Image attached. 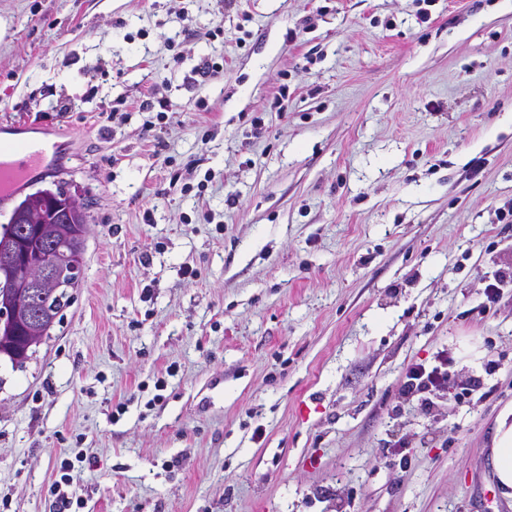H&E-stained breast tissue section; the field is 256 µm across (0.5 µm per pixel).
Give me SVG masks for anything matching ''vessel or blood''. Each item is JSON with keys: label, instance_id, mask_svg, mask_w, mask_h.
I'll use <instances>...</instances> for the list:
<instances>
[{"label": "vessel or blood", "instance_id": "b4317fda", "mask_svg": "<svg viewBox=\"0 0 512 512\" xmlns=\"http://www.w3.org/2000/svg\"><path fill=\"white\" fill-rule=\"evenodd\" d=\"M45 154L44 144L39 140L0 142V206L8 203L15 192L40 170Z\"/></svg>", "mask_w": 512, "mask_h": 512}]
</instances>
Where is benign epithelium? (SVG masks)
<instances>
[{
    "instance_id": "7a95c632",
    "label": "benign epithelium",
    "mask_w": 512,
    "mask_h": 512,
    "mask_svg": "<svg viewBox=\"0 0 512 512\" xmlns=\"http://www.w3.org/2000/svg\"><path fill=\"white\" fill-rule=\"evenodd\" d=\"M68 212L81 208L72 195L61 197L39 194L22 204L13 214L12 223L21 233L28 225L37 226L45 244L33 261L19 249L15 236L0 240V278H7L10 290L0 296V341L11 336L14 323H27L25 349L38 345L45 335L48 310L52 300L76 287L83 273V249L87 237L85 224H45L47 206Z\"/></svg>"
}]
</instances>
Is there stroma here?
I'll return each mask as SVG.
<instances>
[{"label":"stroma","mask_w":512,"mask_h":512,"mask_svg":"<svg viewBox=\"0 0 512 512\" xmlns=\"http://www.w3.org/2000/svg\"><path fill=\"white\" fill-rule=\"evenodd\" d=\"M1 128L50 144L25 190L89 224L59 322L0 360V512H53L78 450L84 512H512V290L483 306L512 0H0ZM443 350L427 411L400 382ZM490 464L500 496L512 501V407L496 418L492 436ZM74 460L77 462V466H75V462L73 459H64L60 466L56 465V476L58 479H55L50 487L51 495L54 496V511L55 512H83L80 509L84 508L83 500L69 495L67 491L63 489V487H70L73 483V475L72 473L75 469L82 467V463L86 460L88 464H90V459L84 457L83 453H75ZM75 504V507H74Z\"/></svg>","instance_id":"obj_1"}]
</instances>
